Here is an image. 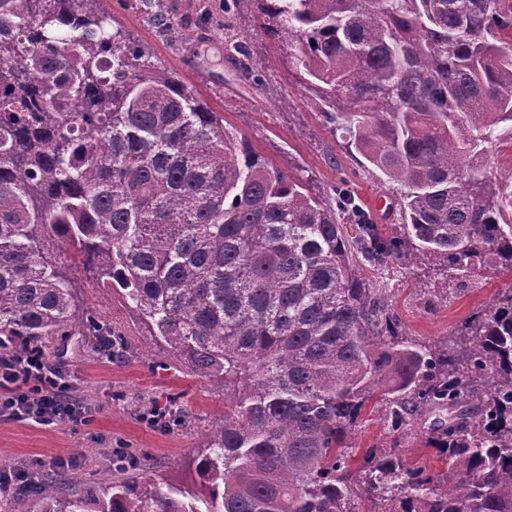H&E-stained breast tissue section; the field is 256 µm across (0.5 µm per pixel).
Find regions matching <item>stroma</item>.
<instances>
[{
    "mask_svg": "<svg viewBox=\"0 0 512 512\" xmlns=\"http://www.w3.org/2000/svg\"><path fill=\"white\" fill-rule=\"evenodd\" d=\"M203 3L215 12L210 41L203 45L182 46L168 27L153 23L143 10L129 8L125 0H105L106 26L121 27L131 41L146 48L151 64L176 72L220 114L225 127L245 137L270 163L307 182L312 191L345 180L363 203L386 198L378 173L359 168L345 153L341 137L331 133L289 65L287 46L265 33L253 10L228 16L222 0H165L169 17L189 26L195 25ZM237 40L247 44L258 65L259 87L241 82L224 59L225 42ZM332 156L337 166L329 165ZM365 275L384 291L399 331L422 344L449 343L465 318L512 286V271L488 265L462 281L447 275L439 261L414 266L397 261L380 271L366 270ZM73 283L77 304L120 324L129 350L125 357L106 361L96 359L76 336L47 346L48 364L75 382L81 400L94 407V417L85 426L65 420L46 425L0 420V464L33 472L47 457H77L76 466L55 477L58 495L67 497L93 482L118 479L108 451L121 443L141 469L193 485L197 452L224 415L223 391L178 369L161 368L163 351L134 326L118 296L99 287L91 273L76 272ZM174 400L187 411L185 423L163 430L141 420L146 406L164 407ZM427 425L422 419L397 431L382 411H369L355 429L353 454L358 457L377 446L403 455L410 465L438 468L434 449L421 442Z\"/></svg>",
    "mask_w": 512,
    "mask_h": 512,
    "instance_id": "obj_1",
    "label": "stroma"
}]
</instances>
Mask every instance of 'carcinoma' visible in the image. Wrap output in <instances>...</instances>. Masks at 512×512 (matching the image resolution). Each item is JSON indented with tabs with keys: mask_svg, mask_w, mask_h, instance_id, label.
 I'll return each mask as SVG.
<instances>
[{
	"mask_svg": "<svg viewBox=\"0 0 512 512\" xmlns=\"http://www.w3.org/2000/svg\"><path fill=\"white\" fill-rule=\"evenodd\" d=\"M224 0L255 7L346 152L392 186L403 236L380 239L346 184L317 195L175 74L143 61L103 0H0V347L71 331L101 359L125 339L78 309L59 249L112 289L190 375L224 391L200 488L126 477L13 497L45 512H512V287L454 332L401 337L367 262L512 271L508 0ZM158 23L161 0H140ZM248 80L250 52L224 44ZM355 224L359 233L344 234ZM425 434L443 469L344 448L368 404ZM448 417H441V413Z\"/></svg>",
	"mask_w": 512,
	"mask_h": 512,
	"instance_id": "cac0c4a2",
	"label": "carcinoma"
}]
</instances>
